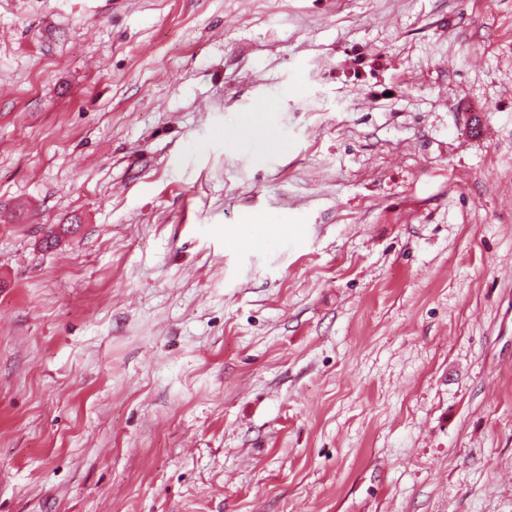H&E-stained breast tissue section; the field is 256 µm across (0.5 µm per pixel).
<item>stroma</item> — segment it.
Segmentation results:
<instances>
[{
  "label": "stroma",
  "mask_w": 512,
  "mask_h": 512,
  "mask_svg": "<svg viewBox=\"0 0 512 512\" xmlns=\"http://www.w3.org/2000/svg\"><path fill=\"white\" fill-rule=\"evenodd\" d=\"M0 512H512V0H0Z\"/></svg>",
  "instance_id": "stroma-1"
}]
</instances>
